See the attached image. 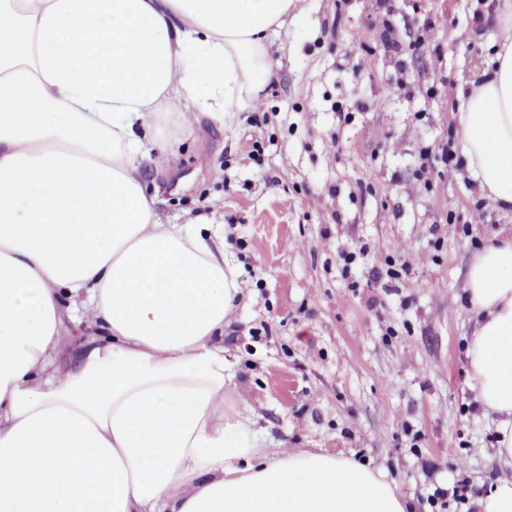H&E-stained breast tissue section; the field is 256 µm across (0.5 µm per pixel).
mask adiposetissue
<instances>
[{
  "instance_id": "obj_1",
  "label": "adipose tissue",
  "mask_w": 512,
  "mask_h": 512,
  "mask_svg": "<svg viewBox=\"0 0 512 512\" xmlns=\"http://www.w3.org/2000/svg\"><path fill=\"white\" fill-rule=\"evenodd\" d=\"M293 0H0V512H410L380 471L269 449L229 399L220 224H170L143 134L232 123ZM464 164L512 211V28L461 88ZM467 374L512 469V234L464 282ZM86 328L61 350L66 323Z\"/></svg>"
}]
</instances>
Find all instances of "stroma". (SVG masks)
Segmentation results:
<instances>
[{
    "label": "stroma",
    "mask_w": 512,
    "mask_h": 512,
    "mask_svg": "<svg viewBox=\"0 0 512 512\" xmlns=\"http://www.w3.org/2000/svg\"><path fill=\"white\" fill-rule=\"evenodd\" d=\"M477 0H295L267 41L257 104L224 127L174 129L164 171L144 162L163 218H207L242 300L224 326L232 386L267 447L319 448L381 468L414 512H468L432 493L505 474L467 384L473 255L512 213L440 147L459 88L485 68L498 23ZM432 19L430 34L420 25ZM394 36L402 50L384 49ZM429 47L418 48L420 37ZM396 288L374 280L394 257Z\"/></svg>",
    "instance_id": "1"
}]
</instances>
